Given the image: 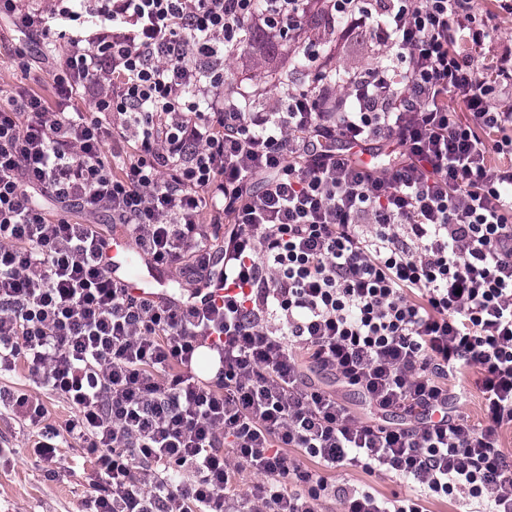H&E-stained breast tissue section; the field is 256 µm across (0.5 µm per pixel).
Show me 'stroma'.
<instances>
[{"mask_svg":"<svg viewBox=\"0 0 512 512\" xmlns=\"http://www.w3.org/2000/svg\"><path fill=\"white\" fill-rule=\"evenodd\" d=\"M19 35L9 22L0 21V89L8 91L24 86L52 100V71L54 61L50 52H42L29 68H20L9 46L18 42ZM320 46L319 65L358 71L376 62L378 51L368 33H355L349 46L337 50L336 37L330 34L320 18H312L305 25L299 43ZM288 63L279 49L257 42L235 54L227 63L234 81L246 88L273 87V76ZM40 436L34 429L0 408V512H80L85 500L97 491L89 480L91 457L79 447H62L61 463L57 473H49L32 453ZM330 483H348L390 499L410 495L406 483L391 474L369 472L357 465L346 464L329 471Z\"/></svg>","mask_w":512,"mask_h":512,"instance_id":"stroma-1","label":"stroma"}]
</instances>
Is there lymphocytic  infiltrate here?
Here are the masks:
<instances>
[{
	"instance_id": "f902f5d3",
	"label": "lymphocytic infiltrate",
	"mask_w": 512,
	"mask_h": 512,
	"mask_svg": "<svg viewBox=\"0 0 512 512\" xmlns=\"http://www.w3.org/2000/svg\"><path fill=\"white\" fill-rule=\"evenodd\" d=\"M315 15L345 41L371 32L385 60L278 89L274 112L230 87L243 28L278 45ZM2 18L21 63L66 52L55 105L0 95V370L23 366L74 413L43 428L21 389L0 407L43 428L46 467L58 438L88 450L85 512H422L426 496L512 512V108L493 101L512 47L477 63L495 27L476 0H0ZM79 95L90 111H70ZM379 144L395 149L381 168L352 152ZM207 211L229 219L218 255ZM84 213L178 267L191 298L115 282ZM471 369L478 426L448 387ZM319 375L400 422L355 416ZM346 463L415 492L329 484Z\"/></svg>"
}]
</instances>
